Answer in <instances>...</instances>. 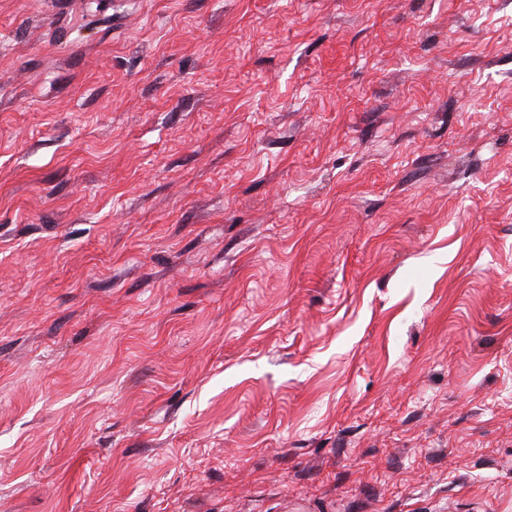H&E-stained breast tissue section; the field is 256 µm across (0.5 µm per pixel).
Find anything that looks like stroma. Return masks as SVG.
Returning a JSON list of instances; mask_svg holds the SVG:
<instances>
[{"instance_id": "35a3bbf8", "label": "stroma", "mask_w": 512, "mask_h": 512, "mask_svg": "<svg viewBox=\"0 0 512 512\" xmlns=\"http://www.w3.org/2000/svg\"><path fill=\"white\" fill-rule=\"evenodd\" d=\"M0 512H512V0H0Z\"/></svg>"}]
</instances>
